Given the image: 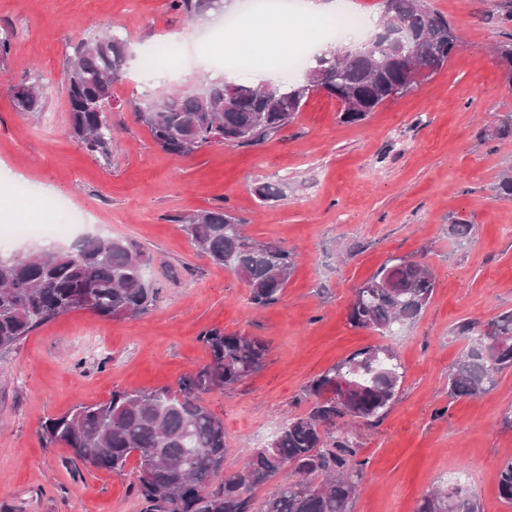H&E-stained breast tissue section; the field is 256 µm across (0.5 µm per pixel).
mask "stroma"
<instances>
[{
    "mask_svg": "<svg viewBox=\"0 0 512 512\" xmlns=\"http://www.w3.org/2000/svg\"><path fill=\"white\" fill-rule=\"evenodd\" d=\"M496 0H428L461 46L438 72L385 102L365 121L346 124L335 100L315 94L285 128L252 144H206L172 156L154 142L132 104L206 85L211 57L201 20L170 0H0V35L11 51L0 66V223L21 233L0 251L37 249L36 219L61 200L84 214L71 237L104 235L137 243L150 257L156 302L136 318L66 312L0 353V512H143L133 474L118 476L46 443L43 426L76 405L116 389L176 387L210 360L202 330L258 336L269 351L261 370L203 402L224 420L237 471L241 448H261L286 420L308 413L310 383L358 350L390 346L405 376L377 422L348 426L365 466L351 512H417L434 487L464 485L481 512H512L497 476L512 459V369L480 396L448 393V371L468 351L459 322L512 311V200L494 188L512 169V140L492 136L512 113V85L492 54L512 36ZM126 33L129 69L114 87L112 157L80 150L69 136L62 83L80 39ZM180 54L140 65L168 34ZM40 87L42 108L17 112L11 90ZM36 207L14 203L17 173ZM273 183L281 194L261 201ZM224 208L247 235L293 250L295 268L280 300L254 306L244 281L214 264L181 231L180 216ZM469 220L470 240L448 234ZM406 258L429 266L434 293L395 336L348 322L356 288L384 264Z\"/></svg>",
    "mask_w": 512,
    "mask_h": 512,
    "instance_id": "35a3bbf8",
    "label": "stroma"
}]
</instances>
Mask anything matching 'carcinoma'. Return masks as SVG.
Listing matches in <instances>:
<instances>
[{
    "label": "carcinoma",
    "mask_w": 512,
    "mask_h": 512,
    "mask_svg": "<svg viewBox=\"0 0 512 512\" xmlns=\"http://www.w3.org/2000/svg\"><path fill=\"white\" fill-rule=\"evenodd\" d=\"M226 0H171V8L190 17L221 15ZM381 10L400 19L413 39L404 51L370 38L346 54L318 58L301 83L237 84L230 92L211 82L206 94L175 93L164 101L134 108L154 142L166 153L184 156L219 136L221 143L249 144L286 125L316 86L345 104L340 120L358 124L387 100L407 92L448 62L458 49L453 26L426 0H382ZM504 80L512 84V43L495 53ZM128 63L127 39L119 31L81 39L67 58L63 91L70 135L85 152L105 160L112 152V125L95 101L113 96ZM19 112L40 111L39 91L15 86ZM181 230L214 263L240 276L251 303L264 307L283 294L294 268V253L258 243L222 208L177 219ZM149 258L135 243L110 236H87L69 248L0 253V351L11 350L38 326L75 309L112 318H135L157 299L145 276ZM435 276L423 263L395 259L356 289L349 323L383 333L416 320L428 305ZM456 335L476 346L448 375L449 392L480 396L495 376L512 368V312L483 324L465 321ZM211 361L187 373L172 390H114L104 402L81 404L45 422L43 437L98 469L123 475L136 456L133 488L145 512H251L247 493L281 472L295 479L280 484L258 512H351L362 475L359 448L341 420L378 419L396 400L403 367L389 346L359 350L312 381L317 399L304 416L286 422L264 448L250 451L243 467L224 471L231 452L224 420L202 404V394L225 389L258 371L267 355L265 341L219 329L201 331ZM350 386L336 398V382ZM499 494L512 504V460L499 471ZM417 512H480L477 499L460 487L436 489Z\"/></svg>",
    "instance_id": "cac0c4a2"
}]
</instances>
